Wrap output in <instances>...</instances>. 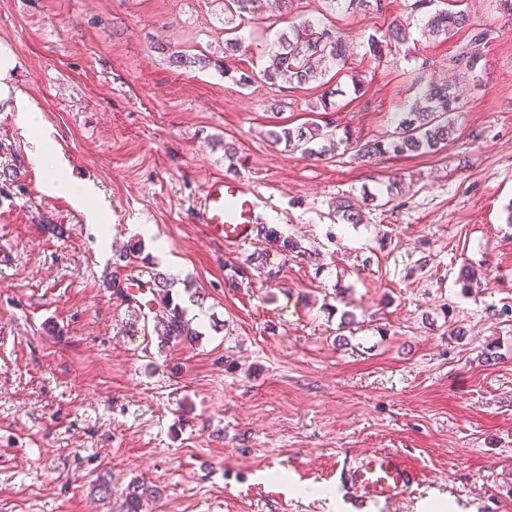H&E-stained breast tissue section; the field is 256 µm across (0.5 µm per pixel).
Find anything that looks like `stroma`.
I'll return each instance as SVG.
<instances>
[{
	"mask_svg": "<svg viewBox=\"0 0 512 512\" xmlns=\"http://www.w3.org/2000/svg\"><path fill=\"white\" fill-rule=\"evenodd\" d=\"M386 2L328 14L353 55L325 113L318 85L225 75L224 0H0L7 81L57 161L44 167L41 131L0 102V246L14 257L0 266V512H115L141 478L162 493L146 512H425L428 499L512 512V19L462 0L494 32L476 85L457 61L464 29L415 26L382 59L366 54L365 36L407 15ZM285 27H243L252 48L233 66L262 68ZM172 51L197 65H171ZM426 59L463 89L438 152L366 166L267 136L329 120L337 138L389 140ZM218 173L251 183L262 222L301 253L206 240L191 204ZM367 193L363 223L337 218L338 199ZM136 241L200 291L199 345L162 352L152 325L130 331L107 282ZM262 250L276 283L245 264ZM466 265L488 285L462 288ZM382 448L423 480L358 507L336 465ZM101 474L113 500L91 489Z\"/></svg>",
	"mask_w": 512,
	"mask_h": 512,
	"instance_id": "obj_1",
	"label": "stroma"
}]
</instances>
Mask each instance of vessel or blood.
I'll list each match as a JSON object with an SVG mask.
<instances>
[{"label":"vessel or blood","instance_id":"obj_1","mask_svg":"<svg viewBox=\"0 0 512 512\" xmlns=\"http://www.w3.org/2000/svg\"><path fill=\"white\" fill-rule=\"evenodd\" d=\"M260 196L241 179L212 176L194 197L193 208L206 239L239 248L251 241ZM340 478L359 502L391 503L420 483V473L396 451L343 458Z\"/></svg>","mask_w":512,"mask_h":512}]
</instances>
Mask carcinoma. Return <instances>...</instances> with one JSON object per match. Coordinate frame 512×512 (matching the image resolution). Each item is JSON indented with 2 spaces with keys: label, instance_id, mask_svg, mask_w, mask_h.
<instances>
[{
  "label": "carcinoma",
  "instance_id": "carcinoma-1",
  "mask_svg": "<svg viewBox=\"0 0 512 512\" xmlns=\"http://www.w3.org/2000/svg\"><path fill=\"white\" fill-rule=\"evenodd\" d=\"M436 0H413L407 5L411 17L419 18L424 31L429 35L446 38L467 26L464 11L448 8L430 11ZM291 0H224L225 33L224 57L245 55L251 50V44L237 34L240 25L262 19L266 13L281 16L288 13ZM410 37V23L393 20L381 35L370 34L366 39L367 50L377 59L389 51L393 44L403 43ZM492 39L488 29H472L463 50L457 60L468 71L477 68L482 58V49ZM349 52L345 38L338 31L311 19H301L282 30L270 50L266 65L259 72L241 73L236 82L242 86L264 81L270 85L286 82L298 87L323 80L332 71L340 72L347 68ZM430 61L422 62V71L417 79L423 84L420 96L414 100L410 109L401 113L397 128L399 136L389 141L354 140L349 148L354 156L364 162L379 159L385 155L406 156L424 154L437 150L448 143L454 133L452 112L457 109L458 95L452 85L426 79ZM271 138L277 143H285L290 151L319 157L327 150H335L334 136L329 126L316 122L304 123L291 128L282 126L270 131ZM336 212L350 224L363 222V212L350 199L338 201ZM257 238L273 244L285 254L298 249V243L282 235L271 224L255 225ZM142 247L134 243L131 247L116 255L114 271L107 282L112 294L127 305L128 312L138 322L145 319L142 301L134 297L129 288L121 284V269L124 265L135 263L140 258ZM249 263L260 270L265 279L274 282L279 278L280 270L267 265L262 254L249 259ZM151 300L149 309L152 314L153 331L159 338L160 347L173 344H193L203 336L200 324L188 316L187 308L182 306L178 296L173 293V280L157 269L151 272L149 279ZM158 490L143 482L130 483L122 496L120 512H143L145 504L156 498Z\"/></svg>",
  "mask_w": 512,
  "mask_h": 512
}]
</instances>
